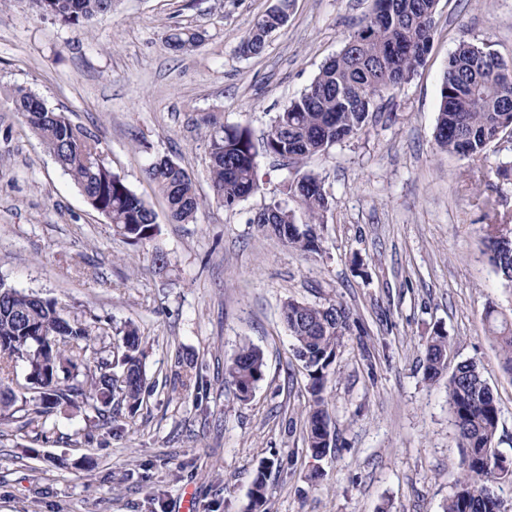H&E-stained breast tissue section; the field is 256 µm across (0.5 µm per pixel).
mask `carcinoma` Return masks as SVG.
I'll use <instances>...</instances> for the list:
<instances>
[{
	"label": "carcinoma",
	"mask_w": 512,
	"mask_h": 512,
	"mask_svg": "<svg viewBox=\"0 0 512 512\" xmlns=\"http://www.w3.org/2000/svg\"><path fill=\"white\" fill-rule=\"evenodd\" d=\"M43 15L74 27L112 11V0H33ZM385 10H374L359 24L342 50L327 61L309 88L277 113L256 145L250 129L208 125V175L214 197L231 208L259 190L257 156L263 152L295 168L285 185L291 205L275 201L254 218V223L289 246L306 253L320 251L318 228L334 200L322 180L300 170L309 157L323 153L338 142L357 135L376 101L415 73L430 49L433 17L439 0H387ZM288 20V3H282L258 18L240 44L244 56L257 55L268 35ZM195 33L174 32L167 45L175 52H188L199 45ZM440 103L434 138L437 145L457 156L480 161L488 146L512 130V66L498 54L471 42L461 41L449 56L440 84ZM12 103L38 135L56 164L77 184L86 202L112 225L115 234L132 244L150 242L160 234L151 208L119 175L112 172L90 133L73 126L62 112L48 107L31 92L19 89ZM148 179L166 198L170 218L188 223L198 213L201 201L191 176L177 162L160 157L146 169ZM486 225L483 243L495 274L512 287V226L495 221L497 199L480 194ZM58 303L15 288L0 299V421L9 420L27 405L33 417L28 423L60 407L92 408L107 421L112 401L126 406L133 415L146 393L142 336L129 324L119 330L115 344L120 355H98L90 323L72 319L54 334ZM283 322L294 339V355L308 376L311 404L306 413L307 448L323 457L336 447L328 411L326 386L336 353L349 329L346 310L330 304L315 306L293 299L282 306ZM485 320L495 330L502 369L512 375V325L497 320L493 312ZM53 337L48 348L33 337ZM448 337L434 331L424 351L425 378L443 376ZM94 355L96 371L88 375L87 354ZM51 356L62 366L44 382L39 398H29L13 387L10 363L21 361L26 370L38 369L40 359ZM263 353L243 344L228 367V376L241 400L263 378ZM448 405L464 449L462 471L455 492L444 512H501L494 486L506 476L505 464L493 454L499 409L493 392L477 363L459 364L448 378ZM270 464L262 462L252 479L251 498L267 512V476Z\"/></svg>",
	"instance_id": "carcinoma-1"
}]
</instances>
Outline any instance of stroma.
I'll return each mask as SVG.
<instances>
[{"label":"stroma","mask_w":512,"mask_h":512,"mask_svg":"<svg viewBox=\"0 0 512 512\" xmlns=\"http://www.w3.org/2000/svg\"><path fill=\"white\" fill-rule=\"evenodd\" d=\"M277 0H112L76 29L33 0L0 7V279L58 302L69 317L134 323L150 395L111 422L55 412L0 424V512H247L268 472L269 512H443L463 450L446 380L424 378L434 329L449 336L447 371H484L500 415L494 446L512 462V375L483 320L512 317L483 253L475 197L493 192L512 223V144L475 162L441 149L439 87L460 41L512 61V0H439L431 48L388 90L353 138L307 159L336 204L305 254L253 224L293 173L259 155L260 189L227 209L213 198L202 118L261 138L373 9V0H291L260 54L241 41ZM199 33L189 53L166 44ZM24 89L94 135L115 174L161 228L133 245L114 234L15 112ZM167 156L204 199L194 222L171 221L145 170ZM168 259L167 272L152 262ZM336 304L350 328L328 381L336 446L312 458L308 377L281 319L284 302ZM265 374L241 401L226 368L242 343ZM196 375L181 385L185 372ZM270 463L261 462L252 479L251 498L257 509H262L259 512H267V476Z\"/></svg>","instance_id":"stroma-1"}]
</instances>
